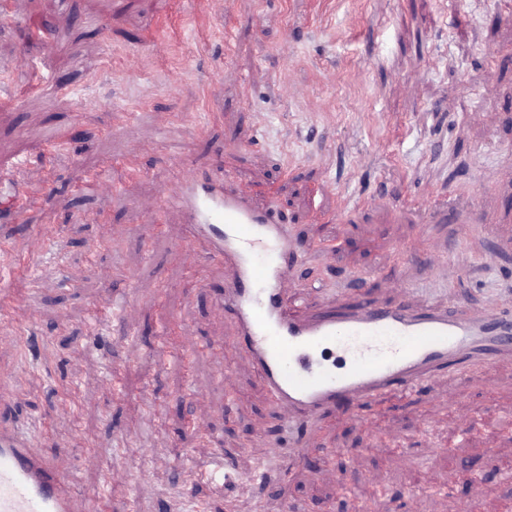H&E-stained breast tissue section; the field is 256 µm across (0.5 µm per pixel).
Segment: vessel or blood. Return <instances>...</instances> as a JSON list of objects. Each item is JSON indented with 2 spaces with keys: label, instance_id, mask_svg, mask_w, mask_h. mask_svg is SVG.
<instances>
[{
  "label": "vessel or blood",
  "instance_id": "vessel-or-blood-1",
  "mask_svg": "<svg viewBox=\"0 0 512 512\" xmlns=\"http://www.w3.org/2000/svg\"><path fill=\"white\" fill-rule=\"evenodd\" d=\"M165 202L179 207L189 239H205L226 271L218 296L234 328L232 346L257 366L269 401L283 413L275 447L302 462L339 399L355 400L350 418L379 394L419 386L442 371L478 374L512 362V316L500 303L482 310L393 306L337 299L309 316L286 295L287 273L301 259L275 204L258 207L234 187L228 164L185 172ZM35 435L0 427V512H93L80 503L63 462L46 459Z\"/></svg>",
  "mask_w": 512,
  "mask_h": 512
}]
</instances>
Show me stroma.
<instances>
[{"label":"stroma","instance_id":"stroma-1","mask_svg":"<svg viewBox=\"0 0 512 512\" xmlns=\"http://www.w3.org/2000/svg\"><path fill=\"white\" fill-rule=\"evenodd\" d=\"M0 14V289L26 330L0 329L5 422L71 464L99 512H512V365L439 374L336 422L333 460L269 457L281 413L214 288L224 270L153 201L178 170L233 152L236 182L275 201L319 279L309 309L356 296L512 304V248L489 225L432 224L445 201L512 220V0H8ZM49 20L59 37L32 34ZM100 174L108 189L87 187ZM448 268L403 256L418 234ZM80 279L79 288L69 284ZM195 341L177 348L182 332ZM237 481L214 483L216 451Z\"/></svg>","mask_w":512,"mask_h":512}]
</instances>
